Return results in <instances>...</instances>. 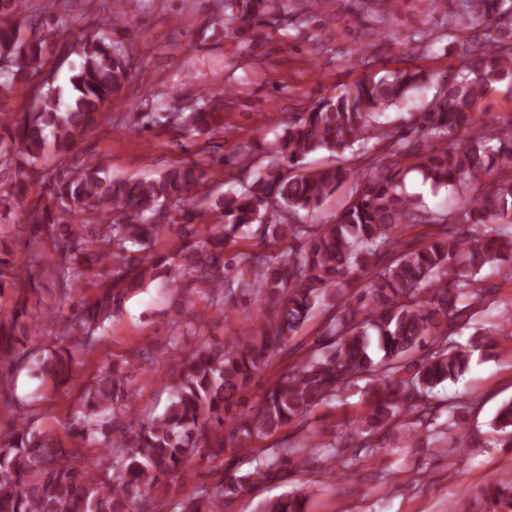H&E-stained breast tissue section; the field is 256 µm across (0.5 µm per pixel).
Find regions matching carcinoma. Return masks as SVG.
Segmentation results:
<instances>
[{"instance_id": "cac0c4a2", "label": "carcinoma", "mask_w": 512, "mask_h": 512, "mask_svg": "<svg viewBox=\"0 0 512 512\" xmlns=\"http://www.w3.org/2000/svg\"><path fill=\"white\" fill-rule=\"evenodd\" d=\"M144 0L79 42L80 64L70 86L47 84L38 103L20 115L0 114V159L14 168L0 204L24 196L30 174L51 145L68 150L96 123V117L129 77L131 48L112 39L130 28ZM429 0L425 10L442 14L448 53L468 58L457 75L437 83L431 104L409 113L398 127L379 121L390 108L408 105L431 78L418 68L396 69L361 78L307 112L288 120L277 139L261 151L239 153L227 161L226 181L235 187L209 199L201 211L188 204L200 183L194 165L160 170L149 180L114 179L96 159L77 170L50 175L49 201L32 210L27 243L40 247L24 266L0 256V296L16 292L11 310L0 314V367H23L53 389L77 392L80 413L65 435L33 425L35 399H15L23 427L0 438V512H223L224 497L274 478L292 462L302 466L313 450L336 453L337 440L320 442L307 417L312 410L367 380L369 411L358 419L359 447H384V432L410 416L419 430L410 441L424 442L455 428L456 405L433 401L437 386L464 375L471 352L456 346L453 335L471 326L491 302L492 287L481 273L508 269L512 276V124L461 139L493 85L512 83V0ZM214 21L244 44L254 26L269 16H292L302 27L314 22L311 0H220ZM28 10L26 0H0V61L15 78L32 81L40 73L42 40L28 37L13 19ZM432 32L419 28L398 43L426 44ZM234 94L226 86L198 94L179 112H137L129 131L162 121L179 138L209 127L214 103ZM351 150L354 160L305 169V160L323 150ZM415 163L400 166L403 159ZM363 169L361 184L334 218L318 224L312 217ZM418 172L434 188L457 194L452 209H432L404 191L408 173ZM497 173L485 188L477 183ZM97 223L74 222L86 211ZM178 214V237L188 275L211 292L210 305L233 306L239 298L258 305L254 326L220 344L203 343L186 352L182 339L168 342L173 366L165 411L148 419L131 414L135 397L127 369L150 361L146 352L101 369L84 386L80 358L93 351L95 333L117 316L125 302L171 266V255L152 251L153 241ZM213 215L206 240L194 238L195 221ZM425 224L436 228L419 246L400 233ZM273 249L224 258V247L241 238ZM52 269L66 297L72 286L108 269L95 298L80 301L59 330L56 309L30 310L38 294L37 273ZM323 314L307 357L277 370L261 396L243 414L232 409L255 375L269 371L314 311ZM53 344L43 354L17 349L34 336ZM448 414L442 430L438 420ZM293 426L300 437L285 446L256 448L253 470L240 473L236 453ZM500 442L512 447V400L491 422ZM102 445L90 462L82 449ZM220 459L224 473L189 496L171 495L194 459ZM303 490L262 504L261 512H307ZM512 512V475L507 473L472 499L468 512Z\"/></svg>"}]
</instances>
